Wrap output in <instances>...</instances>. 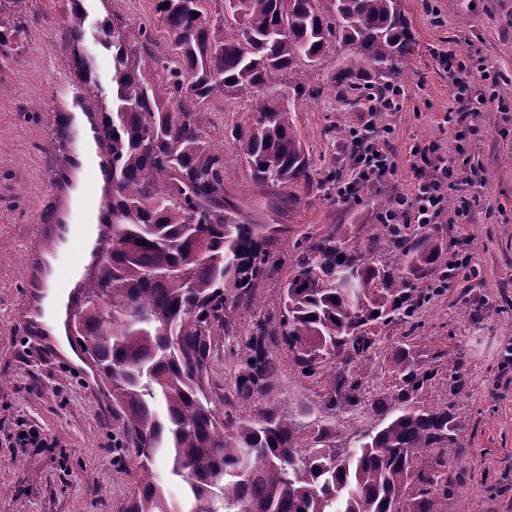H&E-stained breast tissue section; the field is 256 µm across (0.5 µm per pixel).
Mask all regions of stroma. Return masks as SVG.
<instances>
[{"mask_svg":"<svg viewBox=\"0 0 512 512\" xmlns=\"http://www.w3.org/2000/svg\"><path fill=\"white\" fill-rule=\"evenodd\" d=\"M416 39L400 86L401 112L377 116L392 124L398 166L380 189L359 201H342L322 191L295 186L293 205L271 211L268 197L249 179L239 151L224 128L250 121L243 99L213 98L205 110L207 130L224 152V184L255 224L286 227L273 244L287 255L302 236H321L343 224L366 240L371 224L407 192L412 176L407 151L420 143L452 166L479 168L480 186H466L469 217L434 224L431 233L448 251L465 250L470 272L450 282L426 304L413 341L424 366L439 354L461 357L467 391L450 397L445 373H438L422 399L434 405L455 400L467 416L464 446L455 457L465 479L457 495L439 501L437 512H512V0H402ZM68 0H27L24 43L0 69V512H125L134 478L121 474L123 459L112 448L120 422L101 405L103 382L88 383L43 337L21 325L24 251L39 224L55 207L52 188L63 163L64 138L53 120L58 80L74 77L66 34ZM482 57L499 76L498 100L468 115L458 131L443 118L452 104L451 80L440 65L443 53ZM329 52L317 69L297 67L293 81L323 84L315 99L297 101V128L313 166L353 177L342 141L332 127L348 129L370 118L364 106L344 103L327 84L336 69ZM322 385L301 379L281 359L271 397L280 414L326 426L333 445L374 422L365 405L336 414L323 406ZM36 431V443L20 441Z\"/></svg>","mask_w":512,"mask_h":512,"instance_id":"stroma-1","label":"stroma"}]
</instances>
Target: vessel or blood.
<instances>
[{
  "label": "vessel or blood",
  "instance_id": "vessel-or-blood-1",
  "mask_svg": "<svg viewBox=\"0 0 512 512\" xmlns=\"http://www.w3.org/2000/svg\"><path fill=\"white\" fill-rule=\"evenodd\" d=\"M59 92L72 99L77 110L62 115L72 150L65 161L64 178L55 187L56 206L49 223L39 225L25 254L27 291L21 317L32 333L42 330L38 319L45 313L43 291L48 287L65 297L61 325L71 328L112 234L111 225L105 222L112 211V171L109 144L100 136L102 115L86 108L82 91L71 82L61 81ZM62 245L72 253L73 266L55 264Z\"/></svg>",
  "mask_w": 512,
  "mask_h": 512
}]
</instances>
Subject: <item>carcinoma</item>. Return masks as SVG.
Returning <instances> with one entry per match:
<instances>
[{
  "instance_id": "1",
  "label": "carcinoma",
  "mask_w": 512,
  "mask_h": 512,
  "mask_svg": "<svg viewBox=\"0 0 512 512\" xmlns=\"http://www.w3.org/2000/svg\"><path fill=\"white\" fill-rule=\"evenodd\" d=\"M26 2L0 0V68L25 35L14 15ZM121 2L112 0V18L99 25L100 43L112 50V107L87 100L104 112L112 150V253L87 289L75 332L122 421L114 447L129 453L136 484L126 512H180L155 478L161 452L195 501L190 512H214L218 503L224 512H435L460 485L444 468L448 449L461 447L465 417L452 404H420L437 371L410 348L387 368L395 388L368 401L379 423L339 450L325 429L306 428L273 404L253 420L236 408L268 394L283 346L300 377L328 387L329 410L361 403L364 380L379 371L378 328H420L419 310L448 287V254L401 225L376 224L363 243L336 224L275 256L266 225L245 222L224 187V153L203 112L215 96L250 103L252 120L229 136L267 194L289 202L299 182L335 187L337 172L312 168L290 108L322 86L285 76L339 45L346 52L331 86L344 94L367 69L390 88L416 46L401 0H224L214 11L211 0H153L162 50L153 29L117 24ZM86 20L83 0H71L68 39L85 83L93 77L80 50ZM286 264L280 313L250 317L229 351L232 395L217 406L210 381L219 337L259 309L255 289ZM346 266L358 272L352 282L342 279ZM425 271L435 276L419 288L410 275ZM105 292L148 321L103 317L95 301ZM448 387L468 388L457 359L448 360ZM425 450L436 453L427 469L418 462Z\"/></svg>"
}]
</instances>
